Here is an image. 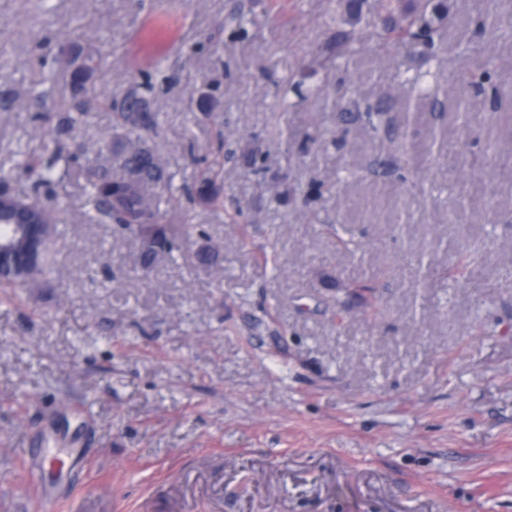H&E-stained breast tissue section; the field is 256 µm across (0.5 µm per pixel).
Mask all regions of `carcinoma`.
Here are the masks:
<instances>
[{
	"instance_id": "carcinoma-1",
	"label": "carcinoma",
	"mask_w": 512,
	"mask_h": 512,
	"mask_svg": "<svg viewBox=\"0 0 512 512\" xmlns=\"http://www.w3.org/2000/svg\"><path fill=\"white\" fill-rule=\"evenodd\" d=\"M380 10L387 12L386 25L380 34L383 48L393 44L408 48L420 45L425 50V64L438 57L444 43L448 0H373L369 11ZM100 66V57L92 54L70 60L68 70L73 88L83 90ZM497 80L496 60L489 56L480 69L462 77L459 86L462 89L480 88L486 84L494 85ZM88 117L89 113L81 111L78 105L73 112L57 113L55 148L44 159L34 161L27 154L16 151L0 161V183L7 184L22 176L31 181V191L17 190L15 194L31 203L28 210L34 223L44 225L48 235L42 262L34 272L0 277V288L7 295H16L37 281L52 280L63 235L60 229L63 217L56 203L40 193V187L61 183L71 175L76 153L70 150L69 135L76 126L86 123ZM115 117L130 133L137 135L138 140L130 143L120 156L124 176L115 178L98 166L85 169L92 200L86 221L90 224H114L136 234L146 258L157 252H170L175 238L166 228L158 206L145 193L147 184L165 178L158 157L140 140L142 133L155 129L157 119L153 113L145 111L143 98L135 88L125 96ZM182 190L196 200L212 204L218 202L221 196V164L201 171L193 182L183 184ZM472 262V254L458 252L448 275L452 278L466 277Z\"/></svg>"
}]
</instances>
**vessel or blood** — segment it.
<instances>
[{
	"mask_svg": "<svg viewBox=\"0 0 512 512\" xmlns=\"http://www.w3.org/2000/svg\"><path fill=\"white\" fill-rule=\"evenodd\" d=\"M32 490L34 512H85L86 496L79 488L59 492L50 477L57 472L77 469L78 461L62 448H25L20 453Z\"/></svg>",
	"mask_w": 512,
	"mask_h": 512,
	"instance_id": "1",
	"label": "vessel or blood"
}]
</instances>
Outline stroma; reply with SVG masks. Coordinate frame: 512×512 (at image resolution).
I'll use <instances>...</instances> for the list:
<instances>
[{"label":"stroma","mask_w":512,"mask_h":512,"mask_svg":"<svg viewBox=\"0 0 512 512\" xmlns=\"http://www.w3.org/2000/svg\"><path fill=\"white\" fill-rule=\"evenodd\" d=\"M355 3L0 0V152H46L34 78L56 111L69 56L96 53L72 139L116 170L109 105L150 83L168 179L147 193L193 229L145 269L137 238L85 223L83 180L54 187V277L0 296V512H27L19 451L49 418L91 459L61 481L137 512H512V165L491 158L512 155V36L487 0H448L437 103L404 82L421 48L381 50L375 17L322 68ZM488 53L502 89L467 90L460 121L450 90ZM341 99L388 125L343 124ZM219 158L223 204L181 197ZM462 248L471 274L447 278Z\"/></svg>","instance_id":"35a3bbf8"}]
</instances>
